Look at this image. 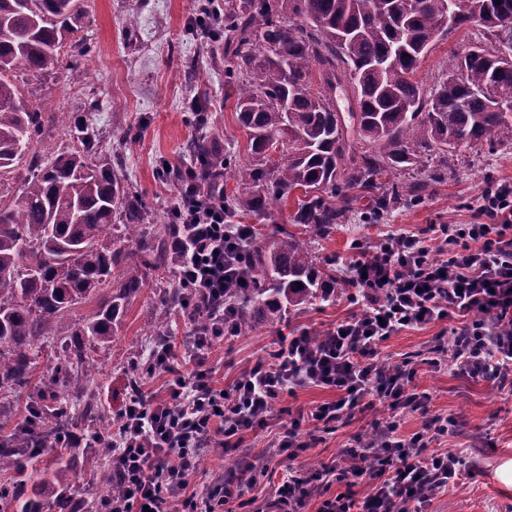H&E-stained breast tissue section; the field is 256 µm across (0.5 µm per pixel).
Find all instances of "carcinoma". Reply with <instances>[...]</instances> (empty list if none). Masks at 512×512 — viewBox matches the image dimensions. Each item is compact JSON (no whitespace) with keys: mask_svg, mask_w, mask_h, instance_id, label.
Returning a JSON list of instances; mask_svg holds the SVG:
<instances>
[{"mask_svg":"<svg viewBox=\"0 0 512 512\" xmlns=\"http://www.w3.org/2000/svg\"><path fill=\"white\" fill-rule=\"evenodd\" d=\"M416 2L409 12L406 0H208L251 159L234 164L198 138L197 178L218 171L236 181L245 191L234 197L239 211L262 212L298 192L294 223L322 238L362 199L376 216L420 201L423 183L383 181L397 171L433 156L446 168L461 143L511 147L512 112L498 106L512 105V0ZM477 13L486 41L423 86L416 73L431 43ZM87 21L81 0H0V176L25 158L30 169L16 204L0 194V430L5 409L27 395L25 417L0 434V512H70L72 409L82 402L98 431L112 428L88 394L93 354L112 343L146 270L175 265L168 245L180 225L145 228L144 202L94 161L83 127L77 146L29 154L41 111L21 97L19 73L59 64L63 50L67 66H79L83 39L66 40ZM347 86L342 112L336 89ZM248 255L242 277L251 288L230 296L242 329L336 288L307 240L287 229ZM91 302L92 312L73 317ZM64 322L70 334L60 336ZM46 342L59 352L42 362ZM46 455L53 464L41 470ZM89 470L102 482L99 499L118 491L109 451Z\"/></svg>","mask_w":512,"mask_h":512,"instance_id":"cac0c4a2","label":"carcinoma"}]
</instances>
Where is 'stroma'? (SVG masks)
Masks as SVG:
<instances>
[{"label": "stroma", "instance_id": "1", "mask_svg": "<svg viewBox=\"0 0 512 512\" xmlns=\"http://www.w3.org/2000/svg\"><path fill=\"white\" fill-rule=\"evenodd\" d=\"M90 23L82 31L88 66L59 65L41 73L19 77L25 100L46 112L65 106L97 131L101 144L96 159L114 168L126 189L147 203L150 221H172V203L179 184L161 176L163 164L187 168L194 160L188 146L198 130L190 109L199 102L207 114L208 133L220 148L234 151L239 161L250 158L246 130L235 111L234 98L224 89V44L191 33L189 21L198 0H85ZM484 31L470 26L433 41L417 72L426 86L436 84L457 55L480 42ZM398 180L420 181L428 188L419 204L402 206L382 218H370L365 203H358L330 237L312 241L323 268L340 269L358 253L353 244L369 242L383 234L417 235L439 224H467L489 180L512 184V148L498 145L461 147L448 155V176L433 181L431 167L404 170ZM294 202H274L261 213H239L236 223L251 224L264 236L282 229L297 231L292 217ZM163 274L150 272L145 285L125 308L108 349L95 355L99 374L90 386L102 412L115 413L125 402L124 373L129 363L147 361L155 339L151 331L159 318L171 320L174 341L188 327L181 306L162 304L158 296ZM345 293L329 301L286 311L281 320L225 338L209 352L218 386H230L243 369L267 358L279 332L305 329L317 336L336 321L356 312ZM437 332L429 326L406 330L379 347L381 358L396 363L412 360L415 384L429 394L430 410L454 422L441 445L462 451L473 462L464 485L439 493L427 512H512V391L457 371L448 363L433 367L422 358ZM334 392L303 387L275 402L266 429L248 434L243 447L207 456L201 473L190 479L201 488L205 475L222 465L250 459L265 462L251 493L264 497L287 474V456H270L269 440L291 426L299 411L334 399ZM388 404L357 411L347 424L323 434L320 442L303 452L307 463H327L340 448L354 444L372 431L377 420L388 417Z\"/></svg>", "mask_w": 512, "mask_h": 512}]
</instances>
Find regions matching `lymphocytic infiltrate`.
<instances>
[{
  "label": "lymphocytic infiltrate",
  "instance_id": "1",
  "mask_svg": "<svg viewBox=\"0 0 512 512\" xmlns=\"http://www.w3.org/2000/svg\"><path fill=\"white\" fill-rule=\"evenodd\" d=\"M178 195L193 204L174 210L183 229L171 244L176 280L202 297L205 318L181 343L152 349L150 374L164 378V390H137L118 411L113 432L98 438L112 453V481L122 489L100 512H231L256 482L252 463L211 473L199 491L191 475L206 455L239 448L264 426L282 394L311 386L336 394L297 416L322 431L381 401L394 415L321 468L301 461L307 444L296 429L273 439L272 447L288 454V477L254 512H304L332 479L345 490L323 499L318 512H424L437 490L457 485L470 462L460 451L429 448L447 435L446 419L430 415L427 393L412 389L414 368L387 365L378 346L404 329L436 324L431 365L445 360L472 377L512 386V185H488L473 223L439 225L431 239L392 234L361 249L340 279L360 311L317 340L305 330L279 337L269 362L256 363L225 390L215 387L206 353L239 333L225 297L240 285L239 257L254 231L231 222L223 189L184 184ZM178 358L184 370L175 369ZM415 412L425 417L421 428L400 434L402 416ZM360 484L366 490L358 498L350 489Z\"/></svg>",
  "mask_w": 512,
  "mask_h": 512
}]
</instances>
